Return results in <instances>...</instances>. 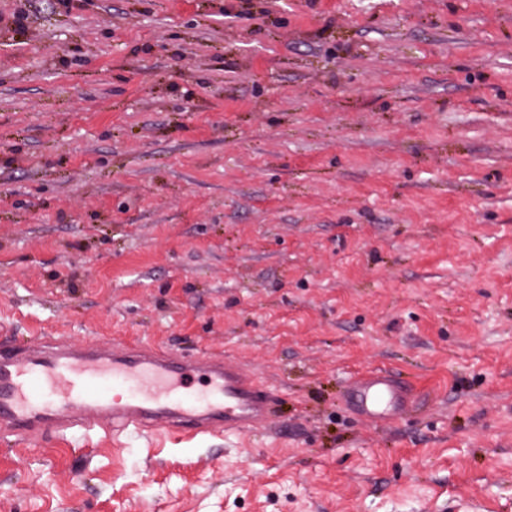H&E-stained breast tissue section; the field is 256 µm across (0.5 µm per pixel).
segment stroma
Here are the masks:
<instances>
[{"instance_id":"35a3bbf8","label":"stroma","mask_w":512,"mask_h":512,"mask_svg":"<svg viewBox=\"0 0 512 512\" xmlns=\"http://www.w3.org/2000/svg\"><path fill=\"white\" fill-rule=\"evenodd\" d=\"M208 351L268 425L0 432V512H512V0H0V343ZM410 383L379 427L354 377Z\"/></svg>"}]
</instances>
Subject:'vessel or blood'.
<instances>
[{"label":"vessel or blood","instance_id":"1","mask_svg":"<svg viewBox=\"0 0 512 512\" xmlns=\"http://www.w3.org/2000/svg\"><path fill=\"white\" fill-rule=\"evenodd\" d=\"M108 383L120 386L121 398L105 393ZM272 401L237 364L207 352L183 358L136 345L0 347V426L24 435L63 431L82 414L115 430L243 433L268 421ZM345 406L389 424L413 409L414 396L404 381L376 371L351 381Z\"/></svg>","mask_w":512,"mask_h":512}]
</instances>
